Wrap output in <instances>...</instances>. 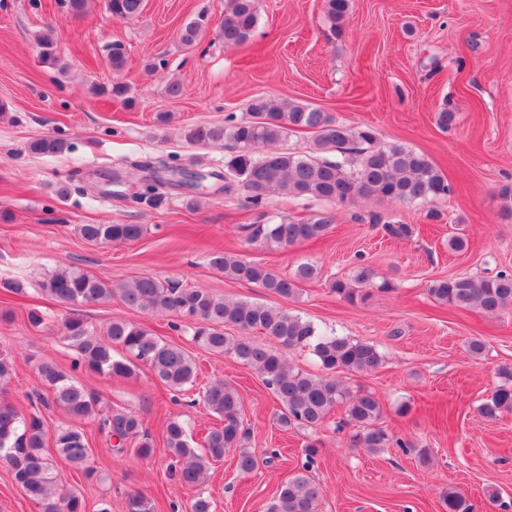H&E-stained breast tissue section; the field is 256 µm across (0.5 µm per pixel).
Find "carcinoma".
<instances>
[{"label": "carcinoma", "mask_w": 512, "mask_h": 512, "mask_svg": "<svg viewBox=\"0 0 512 512\" xmlns=\"http://www.w3.org/2000/svg\"><path fill=\"white\" fill-rule=\"evenodd\" d=\"M257 2L227 0L219 29L225 46L238 47L249 40L258 21ZM107 6L114 19L129 20L141 13L143 0H107ZM325 7L328 17L336 23L348 13L349 0H325ZM207 26L208 19L199 14L180 29L179 40L192 45ZM38 45L43 63L64 69L48 38H41ZM107 51L112 71L123 70L127 62L125 46L113 42ZM291 131L316 134L312 153L300 155L283 147ZM185 138L205 146L230 144L233 154L224 162V194L243 198L244 204L254 210L263 208L267 195L275 191L338 204L358 198L400 203L426 201L453 192L447 177L427 155L401 143L381 146L371 127L339 124L330 113L297 101L259 97L251 103L249 117L239 119L229 114L222 124L194 125L185 130ZM66 148L65 140L53 136L38 138L30 145L38 155H56ZM328 154L335 158H326ZM137 200L156 209L164 194L147 184ZM333 220L329 211H317L304 220L280 215L275 221L259 220L247 225V239L286 248L323 238ZM369 222L383 224L384 233L398 240L408 239L415 232L412 224L384 221L375 213L369 214ZM77 230L90 244L131 243L143 236L145 225L80 224ZM209 264L227 278L255 284L285 299L297 295L300 284L322 277V267L314 263H303L288 276L229 252L210 254ZM374 287L387 290L390 283H376L373 269L364 264L357 265L351 276L331 282V291L350 304L365 301ZM41 291L70 305L107 302L117 295L131 308L174 315L189 322L195 343L230 355L257 371L264 386L281 404V426L313 432L336 407L342 406L343 426L352 429V447L376 452L390 444L388 432L376 426L382 411L379 400L368 391H354L336 379L341 372L368 373L379 368L384 357L372 343L323 333L311 321L288 311L225 299L206 289L186 288L152 276L114 284L80 269L66 268L46 278ZM428 293L443 305L497 315L512 307V275L440 279L432 282ZM227 326L235 328L237 334H225ZM255 330L272 344L256 341L252 336ZM61 333L78 354L75 369L126 377L140 363L173 389L191 383L196 374L195 363L182 348L140 323L114 320L99 334L84 321L71 318L64 321ZM280 346L312 348L322 374L292 368L281 356ZM116 347L127 356L114 357L112 350ZM37 373L41 385L51 391L53 403L69 418L83 420L94 412L97 396L57 364L42 362ZM203 401L221 420V426L208 431L204 450L192 447L188 428L181 420L168 419L164 429L163 449L179 464L180 481L189 486L200 484L210 461L223 458L231 448L240 449L238 469L245 474L253 472L259 461L255 454L242 448L246 435L240 420L242 399L238 390L216 380L205 390ZM511 410L512 385L507 384L479 407L480 414L490 421ZM101 430L115 440L119 452L129 438L143 433L140 419L125 412L105 415ZM49 440L58 458L72 466L85 464L91 456L88 439L79 428L65 425L49 432L39 416L25 417L13 404L0 402V462L9 467L15 483L42 507V512H86L85 501L77 491L61 489L56 484L53 459L45 450ZM320 499L318 485L307 475L297 473L281 485L268 512H320ZM442 507L444 512H472L468 498L454 489L443 493ZM125 512H156V505L150 497L134 492L125 500Z\"/></svg>", "instance_id": "obj_1"}]
</instances>
